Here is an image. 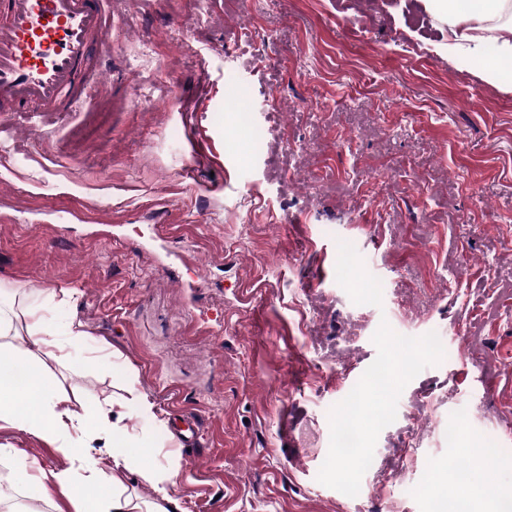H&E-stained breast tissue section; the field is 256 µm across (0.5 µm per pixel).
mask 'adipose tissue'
<instances>
[{"label": "adipose tissue", "mask_w": 512, "mask_h": 512, "mask_svg": "<svg viewBox=\"0 0 512 512\" xmlns=\"http://www.w3.org/2000/svg\"><path fill=\"white\" fill-rule=\"evenodd\" d=\"M431 14L448 25L449 55H480L487 43L497 54L479 72L487 84L512 92V0H428ZM8 289H0V423L21 428L33 437L54 444L68 468L45 471L14 464L15 449L0 445V463L9 466L7 480L28 498L53 502L65 497L75 512H176L170 494L177 472L138 462L133 436L126 424V410L138 405L149 414L153 406L126 384L124 393L93 408L83 407L78 396L57 383L56 371L70 359L71 347L86 343L81 323L72 321L57 329L40 309L24 314L14 309ZM24 335L25 345L12 339ZM102 443L112 460L102 469L92 450ZM136 471L149 485L151 501L140 500L125 481Z\"/></svg>", "instance_id": "obj_1"}]
</instances>
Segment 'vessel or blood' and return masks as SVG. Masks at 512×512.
Returning <instances> with one entry per match:
<instances>
[{"instance_id": "b4317fda", "label": "vessel or blood", "mask_w": 512, "mask_h": 512, "mask_svg": "<svg viewBox=\"0 0 512 512\" xmlns=\"http://www.w3.org/2000/svg\"><path fill=\"white\" fill-rule=\"evenodd\" d=\"M112 0H0V112L30 125L71 112L91 97L80 71L112 63L107 14Z\"/></svg>"}]
</instances>
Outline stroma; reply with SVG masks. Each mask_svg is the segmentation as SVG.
<instances>
[{"label":"stroma","mask_w":512,"mask_h":512,"mask_svg":"<svg viewBox=\"0 0 512 512\" xmlns=\"http://www.w3.org/2000/svg\"><path fill=\"white\" fill-rule=\"evenodd\" d=\"M109 36L99 102L0 114V282L91 336L61 388L134 382L154 415L127 424L182 512H436L465 439L471 496L502 498L512 93L423 0H112ZM0 444L67 466L18 428Z\"/></svg>","instance_id":"35a3bbf8"}]
</instances>
